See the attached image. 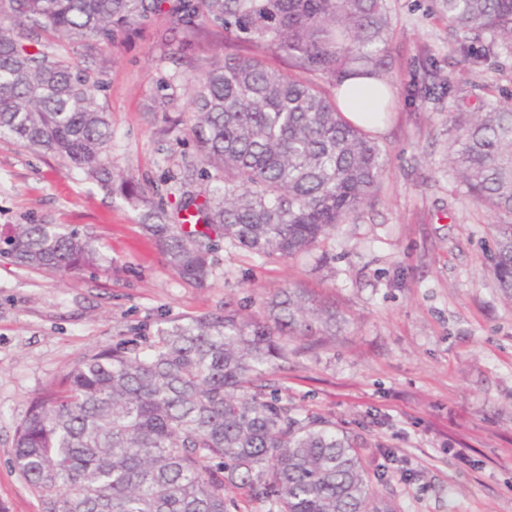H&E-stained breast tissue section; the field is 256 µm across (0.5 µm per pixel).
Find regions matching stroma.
Wrapping results in <instances>:
<instances>
[{"mask_svg":"<svg viewBox=\"0 0 512 512\" xmlns=\"http://www.w3.org/2000/svg\"><path fill=\"white\" fill-rule=\"evenodd\" d=\"M394 21L386 81L395 107L375 137L386 164L370 206L323 250L266 260L221 245L204 285L180 278L144 231L140 210L57 157L0 139V225L66 224L92 236L107 264L60 276L0 260V512H41L12 465L29 405L85 355L153 335L167 320L257 309L302 287L334 304L341 324L317 352L289 354L271 380L282 403L336 421L397 512H512V299L486 259L491 212L448 169V104L410 101L419 58L439 77L481 72L512 96V52L473 63L436 0H388ZM153 30L98 51V98L112 124L116 169L158 183L192 142L165 132L184 97L163 104L160 81L188 73Z\"/></svg>","mask_w":512,"mask_h":512,"instance_id":"obj_1","label":"stroma"}]
</instances>
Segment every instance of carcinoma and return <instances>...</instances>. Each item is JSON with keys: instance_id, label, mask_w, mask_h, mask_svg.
I'll list each match as a JSON object with an SVG mask.
<instances>
[{"instance_id": "carcinoma-1", "label": "carcinoma", "mask_w": 512, "mask_h": 512, "mask_svg": "<svg viewBox=\"0 0 512 512\" xmlns=\"http://www.w3.org/2000/svg\"><path fill=\"white\" fill-rule=\"evenodd\" d=\"M459 49L512 44V0H439ZM183 34L177 66L196 145L159 190L114 172L112 128L95 90L96 50L157 24ZM387 0H0V138L50 153L144 206V229L183 279L204 284L220 243L264 259L308 254L374 196L383 149L349 121L336 91L351 73L385 78ZM238 50L194 55L201 36ZM79 43L83 65L50 48ZM288 58L273 67L263 52ZM407 95L453 102L448 169L494 213L492 272L512 298V105L446 78ZM202 225L183 230V225ZM0 258L68 275L103 260L61 224H3ZM336 308L303 288L259 310L167 320L145 348L121 340L89 354L30 404L13 463L42 512H238L237 489L268 512H395L367 474L358 437L267 396L289 341L312 351L336 335Z\"/></svg>"}]
</instances>
